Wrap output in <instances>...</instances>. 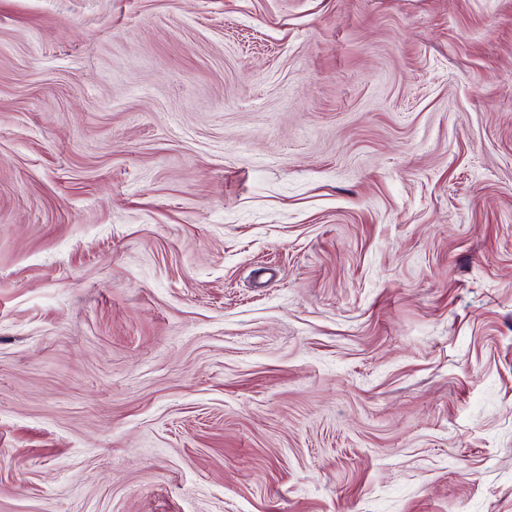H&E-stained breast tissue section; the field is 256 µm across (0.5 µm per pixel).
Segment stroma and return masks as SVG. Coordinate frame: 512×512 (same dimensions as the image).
<instances>
[{
    "instance_id": "stroma-1",
    "label": "stroma",
    "mask_w": 512,
    "mask_h": 512,
    "mask_svg": "<svg viewBox=\"0 0 512 512\" xmlns=\"http://www.w3.org/2000/svg\"><path fill=\"white\" fill-rule=\"evenodd\" d=\"M0 512H512V0H0Z\"/></svg>"
}]
</instances>
